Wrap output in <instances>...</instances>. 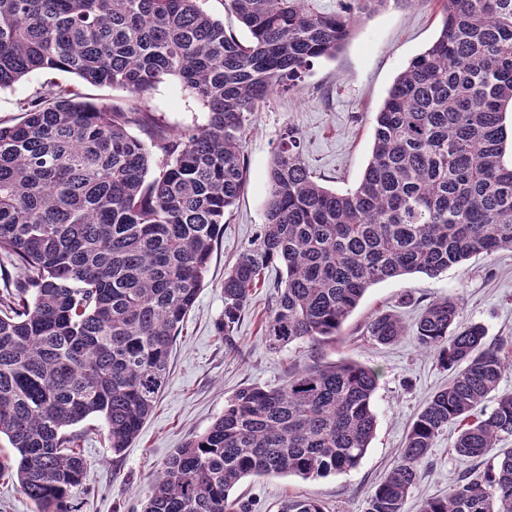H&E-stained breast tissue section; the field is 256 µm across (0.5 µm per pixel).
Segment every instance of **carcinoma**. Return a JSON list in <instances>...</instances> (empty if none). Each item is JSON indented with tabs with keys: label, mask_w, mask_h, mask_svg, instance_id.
Masks as SVG:
<instances>
[{
	"label": "carcinoma",
	"mask_w": 512,
	"mask_h": 512,
	"mask_svg": "<svg viewBox=\"0 0 512 512\" xmlns=\"http://www.w3.org/2000/svg\"><path fill=\"white\" fill-rule=\"evenodd\" d=\"M401 0H354L325 13L311 0H224L241 42L202 0H0V89L36 71L126 90L131 103L86 100L47 81L0 120V257L21 277L0 290V478L17 479L35 512H72L87 461L70 428L102 419L115 455L130 447L169 380L173 346L203 287L224 215L248 184L246 122L275 92L332 59L356 19ZM436 39L395 77L374 118L371 158L356 187L321 185L286 127L268 173L265 223L224 271V348L258 281L282 277L263 336L277 352L338 335L371 286L437 277L476 255L512 251V0H442ZM176 79L206 123L172 134L142 106ZM143 131L142 139L132 128ZM439 299L413 330L386 312L366 335L410 334L452 372L411 423L365 512H404L434 439L486 458L419 512H512V394L473 418L512 369L480 324L457 325ZM378 369L340 362L294 370L275 388L237 390L224 412L165 463L141 512H252L230 496L250 476L326 477L356 469L377 427ZM279 512H324L290 497Z\"/></svg>",
	"instance_id": "cac0c4a2"
}]
</instances>
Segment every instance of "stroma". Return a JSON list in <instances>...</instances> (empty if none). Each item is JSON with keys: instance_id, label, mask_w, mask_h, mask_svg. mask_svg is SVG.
<instances>
[{"instance_id": "obj_1", "label": "stroma", "mask_w": 512, "mask_h": 512, "mask_svg": "<svg viewBox=\"0 0 512 512\" xmlns=\"http://www.w3.org/2000/svg\"><path fill=\"white\" fill-rule=\"evenodd\" d=\"M441 25L440 0H408L379 10L358 22L336 58L314 61L293 91L272 95L250 117L243 136L250 180L224 217V235L214 247L204 286L180 328L169 380L154 411L131 447L118 456L113 455L98 417L75 427L89 472L70 493L74 512H141L164 462L189 438L205 432L236 390L251 384L277 387L290 371L340 361L381 372L373 400L377 429L358 468L306 480L248 477L233 494L252 503L255 512H278L280 503L291 496L319 499L325 512H364L371 489L396 460L416 414L450 377L433 355L418 350L412 336L380 345L364 336L365 322L388 311L411 326L428 303L451 297L460 303L462 324H481L487 343L503 342L512 351L511 251L472 257L436 277L415 273L373 285L336 339L315 346L297 343L277 353L267 349L261 331L279 278L274 267L253 290L238 325V349H225L215 331L224 311V271L265 222L267 174L283 129L291 126L299 132L305 162L322 184L338 191L354 188L370 159L374 116L388 89L408 62L433 42ZM145 104L173 131L206 121L202 104L172 79L156 85ZM456 436L451 425L435 438L404 512H418L421 502L448 494L462 473L477 475L486 469V461H465L454 454Z\"/></svg>"}]
</instances>
